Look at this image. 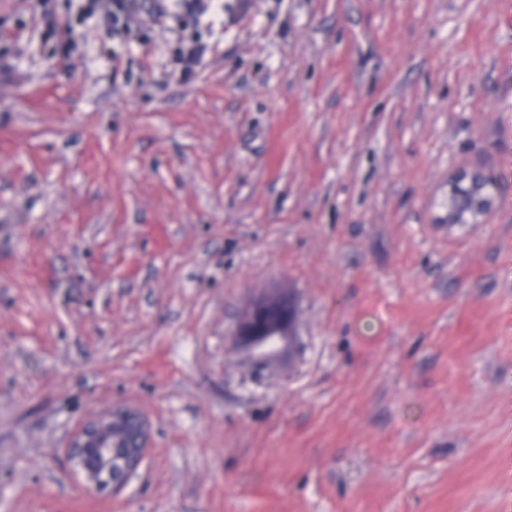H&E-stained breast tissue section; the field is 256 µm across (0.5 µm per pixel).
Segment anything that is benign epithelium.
I'll return each mask as SVG.
<instances>
[{
  "label": "benign epithelium",
  "mask_w": 512,
  "mask_h": 512,
  "mask_svg": "<svg viewBox=\"0 0 512 512\" xmlns=\"http://www.w3.org/2000/svg\"><path fill=\"white\" fill-rule=\"evenodd\" d=\"M494 207L493 184L483 174L460 168L448 178V223L482 224ZM297 323L294 303L283 295H269L250 304L230 340L262 363L288 344ZM149 440V424L140 410L113 406L74 428L64 456L85 491L118 492L140 469Z\"/></svg>",
  "instance_id": "7a95c632"
}]
</instances>
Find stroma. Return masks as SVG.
Wrapping results in <instances>:
<instances>
[{"instance_id": "35a3bbf8", "label": "stroma", "mask_w": 512, "mask_h": 512, "mask_svg": "<svg viewBox=\"0 0 512 512\" xmlns=\"http://www.w3.org/2000/svg\"><path fill=\"white\" fill-rule=\"evenodd\" d=\"M71 40L0 0V512H503L512 28L500 0H224ZM192 42L195 73L177 62ZM494 185L449 224L459 167ZM299 310L252 379L250 303ZM150 425L114 494L64 448ZM481 179L483 186L473 187V182ZM466 186L469 198L460 197V188ZM493 184L483 174L459 168L448 179L447 208L449 224H481L495 207ZM149 440V424L140 410L113 406L74 428L64 456L70 473L85 491L114 493L140 469Z\"/></svg>"}]
</instances>
